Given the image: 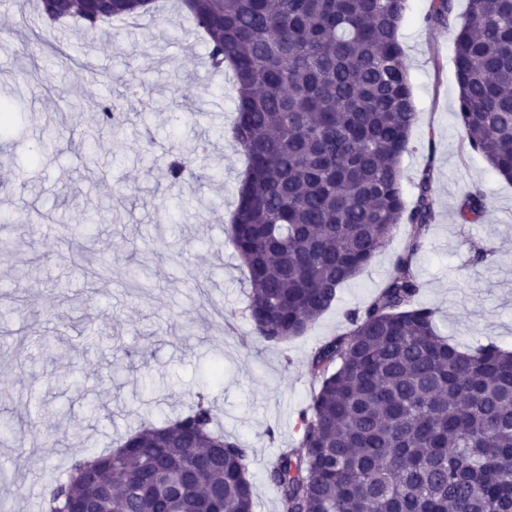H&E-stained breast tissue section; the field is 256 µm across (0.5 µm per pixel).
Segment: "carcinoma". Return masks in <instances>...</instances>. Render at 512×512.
<instances>
[{"label": "carcinoma", "instance_id": "1", "mask_svg": "<svg viewBox=\"0 0 512 512\" xmlns=\"http://www.w3.org/2000/svg\"><path fill=\"white\" fill-rule=\"evenodd\" d=\"M134 0L100 6L36 0L37 16L103 25L150 13ZM207 39L213 70H232L231 137L247 164L230 242L248 271L249 316L262 341L306 334L338 290L405 220L411 232L384 287L347 313L349 328L308 360L318 384L299 412V445L267 466L281 512H512V351H461L419 303L414 261L436 214L431 171L406 205L401 156L416 122L400 28L406 0H179ZM453 0H432L445 22ZM456 117L471 152L512 182V0H469L454 53ZM122 108L103 99L72 136L122 141ZM180 152L174 182L192 176ZM487 194L473 185L457 216L474 224ZM199 399L174 423L72 462L51 484L47 512L74 499L95 512H252L248 454L213 429ZM224 449L198 463L197 446Z\"/></svg>", "mask_w": 512, "mask_h": 512}]
</instances>
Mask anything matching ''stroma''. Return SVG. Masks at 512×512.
Listing matches in <instances>:
<instances>
[{
    "label": "stroma",
    "instance_id": "stroma-1",
    "mask_svg": "<svg viewBox=\"0 0 512 512\" xmlns=\"http://www.w3.org/2000/svg\"><path fill=\"white\" fill-rule=\"evenodd\" d=\"M400 43L417 120L400 159L404 184L433 171L436 220L416 268L421 304L440 333L468 349L512 348V183L462 142L453 56L468 0L446 24L426 26L431 0H408ZM34 0L0 8V93L17 108L0 131V512H45L50 481L73 459L117 446L141 423L162 425L196 395L218 410V426L246 448L253 512H280L265 466L297 441L298 412L314 390L311 352L347 328L349 310L385 284L410 232L400 224L373 262L340 288L336 302L300 338L254 341L245 267L228 242L245 169L226 133L235 117L232 76H209L190 23L171 6L96 41L60 35L33 18ZM136 77L140 95L123 81ZM127 116L122 145L101 139L87 157L70 128L76 115L45 117L53 103L91 113L103 95ZM203 145L201 180L170 184V150ZM40 154H32L33 146ZM483 185L484 217L458 223L465 190ZM111 209L116 221L77 235L89 216L78 197ZM210 201L199 212L197 199ZM66 235L22 233L43 214ZM488 252L474 259L476 249ZM98 337L86 338V325ZM52 339L42 351L36 339ZM221 377H214V366Z\"/></svg>",
    "mask_w": 512,
    "mask_h": 512
}]
</instances>
